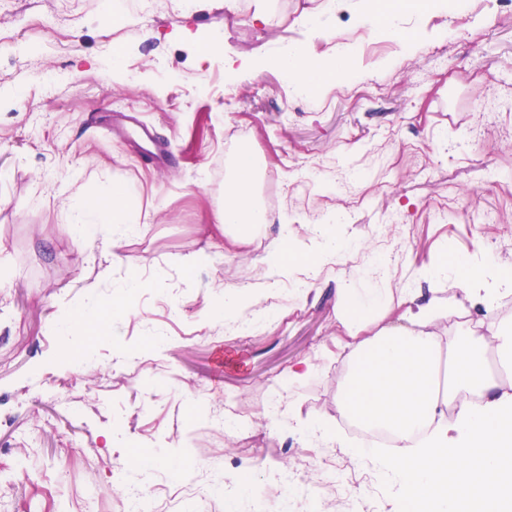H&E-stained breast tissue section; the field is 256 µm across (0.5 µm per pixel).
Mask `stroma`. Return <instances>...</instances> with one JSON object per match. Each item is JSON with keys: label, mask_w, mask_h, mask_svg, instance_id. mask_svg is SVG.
Listing matches in <instances>:
<instances>
[{"label": "stroma", "mask_w": 512, "mask_h": 512, "mask_svg": "<svg viewBox=\"0 0 512 512\" xmlns=\"http://www.w3.org/2000/svg\"><path fill=\"white\" fill-rule=\"evenodd\" d=\"M320 2L275 0L265 29L218 0H195L187 21L171 4L113 23V0H0V512H114V468L140 454L159 512H227L207 492L212 455L228 480L289 459L320 484L317 512H395V489L348 454L360 439L337 407L336 296L353 279L396 297L420 289L421 303L447 311L436 323L445 336L507 323L423 272L488 251L512 268V11L468 0L460 16L398 14L413 37L405 54L394 32L363 39L349 0L304 25ZM345 38L369 45L348 58L355 83L327 82L310 100L290 102L274 66L248 65L286 40L326 59ZM217 39L223 53L204 54ZM228 58L242 65L230 92L215 82ZM42 70L67 79L46 91ZM122 112L170 143V165L146 167L134 138L114 134ZM245 144L265 168L259 190L274 187L279 203L258 237L232 248L214 213ZM487 164L499 182L484 181ZM66 178L73 194L125 190L141 222L120 249L108 231L86 239L66 223ZM392 210L402 223H386ZM285 224L290 248L313 251L327 232L343 246L299 291L291 276L269 285L259 263ZM207 245L213 261L189 266ZM375 258L386 268L371 279ZM134 277L141 288L122 294ZM230 290L242 316L259 317L253 331L225 333ZM90 294L112 318L110 340L93 343L78 325L54 332ZM85 355L91 366L76 368ZM306 359L314 372L288 381ZM277 392L339 441L323 450L271 423L264 406ZM213 402L227 420L219 441L205 435ZM329 467L344 470L356 502L327 485Z\"/></svg>", "instance_id": "35a3bbf8"}]
</instances>
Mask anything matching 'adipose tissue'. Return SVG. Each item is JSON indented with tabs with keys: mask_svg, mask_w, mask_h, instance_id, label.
I'll return each instance as SVG.
<instances>
[{
	"mask_svg": "<svg viewBox=\"0 0 512 512\" xmlns=\"http://www.w3.org/2000/svg\"><path fill=\"white\" fill-rule=\"evenodd\" d=\"M231 167L224 204L215 218L229 243L238 246L268 218L254 194L251 152L235 153ZM64 214L82 235L110 228L116 248L137 226L123 208L120 192L111 186L73 198ZM337 255L327 240L315 256L298 264L278 240L263 262L274 275L293 266L316 274ZM495 265L489 256L479 264L463 257L435 267L431 274L490 306L512 292L511 270L499 271L496 283L488 284L487 271ZM402 302L405 309L398 323L367 336L366 311L388 306L389 295L350 283L339 290L337 314L348 335V355L338 409L355 423L395 435L391 454L354 447L350 457L370 459L396 487L397 512H512V382L504 383L489 367L494 352L512 372V331L492 328L446 338L429 328L442 318V311L419 304L412 292ZM451 408L456 418L450 422L446 414Z\"/></svg>",
	"mask_w": 512,
	"mask_h": 512,
	"instance_id": "obj_1",
	"label": "adipose tissue"
}]
</instances>
